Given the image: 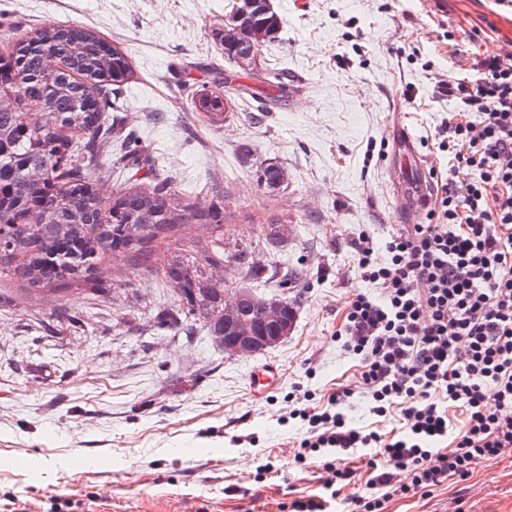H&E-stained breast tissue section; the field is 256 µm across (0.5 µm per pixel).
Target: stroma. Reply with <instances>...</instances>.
Returning a JSON list of instances; mask_svg holds the SVG:
<instances>
[{
  "label": "stroma",
  "mask_w": 512,
  "mask_h": 512,
  "mask_svg": "<svg viewBox=\"0 0 512 512\" xmlns=\"http://www.w3.org/2000/svg\"><path fill=\"white\" fill-rule=\"evenodd\" d=\"M229 0H0V49L39 28H86L127 53L120 123L139 137L180 197L207 208L226 196L224 242L253 250L264 271L229 269L231 285L279 293L275 261L296 268L294 328L275 347L231 357L204 327L176 335L160 322L179 303L164 278L171 255L209 245L186 224L155 243L150 266L100 265L102 288L65 296L24 291L0 276V512H289L321 494L322 462L294 455L305 428L292 410L327 404L354 386L357 358L337 333L349 297L369 291L354 243L426 221L396 195L403 153L416 182L449 172L435 129L455 102L438 83L454 50L484 56L512 46V9L494 0H271L281 17L261 49L270 80L230 63L213 33ZM231 80L234 105L213 123L191 94ZM413 103H406L405 94ZM249 146L243 158L240 146ZM285 168L279 191L256 165ZM293 227L268 245L269 226ZM275 376L254 391V370ZM272 465L263 474L262 465ZM512 512V453L433 496L395 498L387 512Z\"/></svg>",
  "instance_id": "35a3bbf8"
}]
</instances>
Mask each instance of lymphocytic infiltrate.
I'll return each mask as SVG.
<instances>
[{
  "label": "lymphocytic infiltrate",
  "instance_id": "obj_1",
  "mask_svg": "<svg viewBox=\"0 0 512 512\" xmlns=\"http://www.w3.org/2000/svg\"><path fill=\"white\" fill-rule=\"evenodd\" d=\"M474 69L476 79L441 84L459 108L436 131L439 150L471 181L444 183L427 223L392 234L385 258L371 237L358 239L360 277L381 291L347 303L344 346L360 359L358 386L337 390L332 410L298 413L308 428L295 459L324 458L332 497L355 476L343 455L361 450L366 493L356 512L431 495L512 453V51ZM357 393L374 416L398 413L399 427L354 426L344 408Z\"/></svg>",
  "mask_w": 512,
  "mask_h": 512
}]
</instances>
